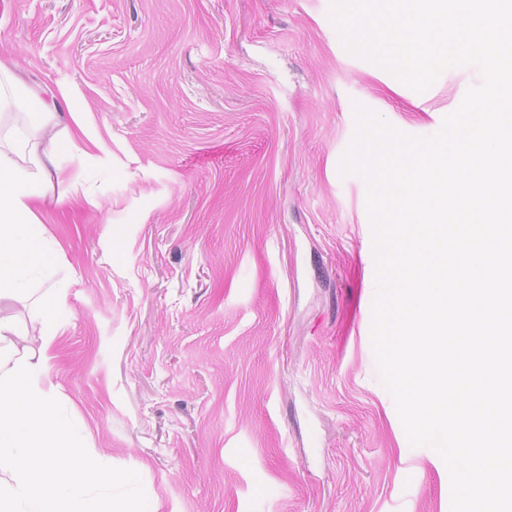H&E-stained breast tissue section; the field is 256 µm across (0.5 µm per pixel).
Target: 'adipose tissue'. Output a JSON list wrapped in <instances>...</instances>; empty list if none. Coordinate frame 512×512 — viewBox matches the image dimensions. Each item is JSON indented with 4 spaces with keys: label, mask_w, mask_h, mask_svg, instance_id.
<instances>
[{
    "label": "adipose tissue",
    "mask_w": 512,
    "mask_h": 512,
    "mask_svg": "<svg viewBox=\"0 0 512 512\" xmlns=\"http://www.w3.org/2000/svg\"><path fill=\"white\" fill-rule=\"evenodd\" d=\"M38 109V140L23 138L13 152L0 150V300L20 302L34 284L50 286L39 303V338L0 314V512H125L88 498L89 482L111 485L123 476L87 445L83 426L44 379L67 294L58 286L62 246L48 236L38 210L47 184L63 176L53 143L62 135L76 142L88 129L83 113L73 111L72 129L59 133L56 103L42 99Z\"/></svg>",
    "instance_id": "obj_1"
}]
</instances>
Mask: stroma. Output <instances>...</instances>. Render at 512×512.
<instances>
[{
    "mask_svg": "<svg viewBox=\"0 0 512 512\" xmlns=\"http://www.w3.org/2000/svg\"><path fill=\"white\" fill-rule=\"evenodd\" d=\"M330 0H0V60L72 89L90 139L39 217L67 307L49 380L130 512H451L371 341L355 104L436 134L470 66L418 93L348 52Z\"/></svg>",
    "mask_w": 512,
    "mask_h": 512,
    "instance_id": "obj_1",
    "label": "stroma"
}]
</instances>
